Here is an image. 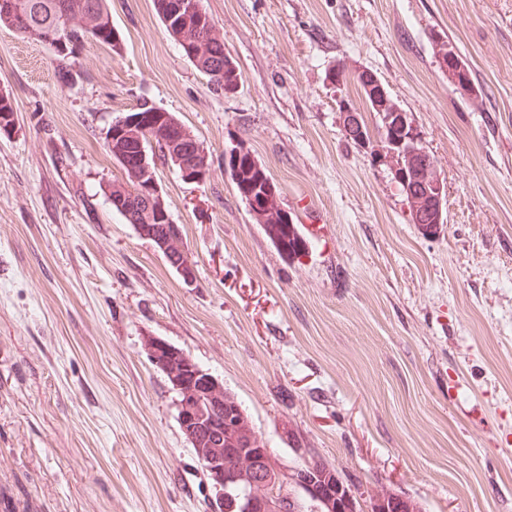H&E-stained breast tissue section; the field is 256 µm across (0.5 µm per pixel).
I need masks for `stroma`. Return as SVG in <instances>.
Instances as JSON below:
<instances>
[{
	"instance_id": "stroma-1",
	"label": "stroma",
	"mask_w": 512,
	"mask_h": 512,
	"mask_svg": "<svg viewBox=\"0 0 512 512\" xmlns=\"http://www.w3.org/2000/svg\"><path fill=\"white\" fill-rule=\"evenodd\" d=\"M236 66L214 89L152 0H109L120 52L54 50L0 27V492L14 512H218L145 344L223 383L272 455L335 468L424 512H512V0H201ZM470 66L456 93L440 42ZM369 70L446 182L424 237L388 165ZM369 142L345 132L340 102ZM173 113L205 182L156 175L195 278L112 209L106 151L140 105ZM245 145L309 240L280 253L227 171ZM316 223H309V216Z\"/></svg>"
}]
</instances>
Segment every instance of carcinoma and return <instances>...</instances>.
<instances>
[{
  "instance_id": "obj_1",
  "label": "carcinoma",
  "mask_w": 512,
  "mask_h": 512,
  "mask_svg": "<svg viewBox=\"0 0 512 512\" xmlns=\"http://www.w3.org/2000/svg\"><path fill=\"white\" fill-rule=\"evenodd\" d=\"M179 0H153L156 14L169 35L179 42L185 41L195 46L196 61L194 67L209 78L214 87L231 93L237 86L236 67L234 62L224 56V41L214 22L199 25L195 16L178 10ZM110 30L111 39L105 45L112 47L117 53L121 49L119 32L112 26L107 0H14L13 11L3 14L0 12V26L12 28L24 37L40 41L39 35L61 31L69 36L70 41L79 45L93 38L89 22ZM441 58L445 68L441 72L448 75V81L456 90L463 94L474 91L471 74L467 64L454 52L441 48ZM357 83L374 111H379L380 102L377 94L381 93L380 85L374 76L362 71L356 76ZM112 128L105 133V146L114 159H119L114 148L120 146L124 152L135 154L143 150L151 169H156L155 160H167L166 152L171 150L161 142L157 133L137 130L135 133L117 141L111 139ZM429 154L424 153L414 159L405 161L402 181L399 187L406 197L422 191L419 179L413 175V169L423 164ZM231 179L238 193L249 210H254L250 202L259 199L266 193V187L274 188L276 184L267 175L265 169L250 148L241 149L238 158L230 159L228 163ZM149 212L140 209L134 215V221L142 222L141 230L144 236H159L169 228L154 220L146 221ZM261 223L264 231L278 250L290 258L304 254L308 243L294 224L287 210L276 206L273 211L262 216ZM230 414L242 420L240 426L228 434L217 426L224 420V414ZM208 417L216 425L205 431H195V436L188 438L192 448L197 453H204L219 442L224 445V500L229 502L249 485V479L241 477V472L248 470L245 455L265 447L261 436L251 426L241 405L234 398L224 400V409L211 408L207 410ZM316 483L336 489V512H422L421 506L398 494L384 490L366 493L360 487L345 482L334 468L319 465L315 473Z\"/></svg>"
}]
</instances>
